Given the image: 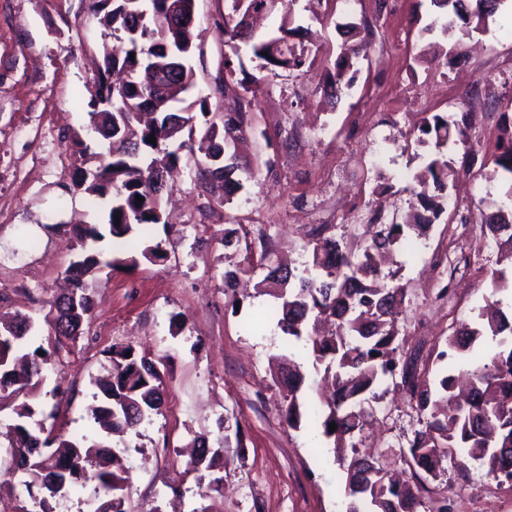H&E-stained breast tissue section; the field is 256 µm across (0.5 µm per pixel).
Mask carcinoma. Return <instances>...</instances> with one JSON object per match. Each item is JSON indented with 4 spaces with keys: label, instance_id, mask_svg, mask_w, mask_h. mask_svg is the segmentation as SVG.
<instances>
[{
    "label": "carcinoma",
    "instance_id": "carcinoma-1",
    "mask_svg": "<svg viewBox=\"0 0 512 512\" xmlns=\"http://www.w3.org/2000/svg\"><path fill=\"white\" fill-rule=\"evenodd\" d=\"M167 0H88L89 10L98 18L107 35L125 44L118 56L108 43L102 44L104 67L99 69L95 94L90 102V123L100 135L112 140L108 153H97L86 145V157L96 159L89 167H76L73 188L88 197L110 196L109 233L117 238L142 227L162 222L161 194L156 179L179 159L178 150L187 147L198 152L197 175L210 195L220 204L233 202L243 183L235 178L238 166L231 162L232 148L248 135L257 133L254 107L266 75L280 71H300L309 60V50L289 42L292 11L285 12L276 33L257 38L243 30L237 8L224 15V71L215 79L219 87L236 72L234 59L246 47L258 60L259 75L252 77L244 90L243 104L237 112L220 114L208 109V98L198 100L200 112H175L180 95L195 87L191 73L161 85H150L142 71L149 59L163 60L165 50L198 45L181 30L164 22ZM504 0H430L436 19L458 26L463 37L486 28ZM349 28L362 39L345 43L328 72L327 87L333 96L353 84L348 72L353 60L366 49L372 29L369 22L351 23ZM267 55H262V52ZM111 102L97 107L100 100ZM472 129V114L432 113L423 118L417 145L428 147L425 171L414 176V195L419 206L402 223L388 219L384 210L370 209L367 241L361 252L342 248L336 238L320 227L306 246L307 261L299 277L291 267L284 275H265L257 292L273 297L278 304V326L288 339L302 342L311 350L315 364L323 367L325 381L334 388L332 396L314 406L313 418L320 434L345 474L346 512H427L426 481L445 471L451 460L467 472L475 467L497 481H512V320L500 308L496 295L512 288V280L497 270L491 271V291L479 321L461 325L446 340V348L436 360L448 359V352L462 360L458 371L441 375L436 382L417 379L407 363L397 357V320L405 297V285L397 274H383L379 259L407 237H421L445 212L448 183L456 175L451 149L465 143ZM507 145L494 159L496 169L512 174V128L504 127ZM156 138V143L149 138ZM144 198L139 202L136 197ZM120 224H115V217ZM481 231L512 249V191L506 201L482 214ZM73 237L80 246L78 259L65 271L71 290L50 301L45 316L48 345L74 340L93 310L89 280L101 270L99 254L90 243L103 237L95 224H75ZM246 265L224 273V287L232 288L242 275L254 269L253 256ZM31 324L24 319L0 322V399L29 395L50 364L51 352L37 347L23 368L15 365L12 354L26 341ZM496 340V348L478 354L475 349L486 337ZM279 360L287 365L283 380L288 394L283 415L288 427L300 428L306 403L300 394L302 364L293 355ZM112 371L96 381L101 398L88 407V414L106 432L120 433L151 421L162 414V376L149 357L128 354V349L111 351ZM405 391L423 416L417 431L403 453L411 481L401 484L387 478L384 469L359 450L354 438L363 431L372 415L371 402L377 389L386 382ZM13 423L0 431L20 459L27 489L45 490L54 497L69 484L92 483L95 489L112 495L115 512L123 509L125 478L109 469L125 449L104 443L57 437V448L44 455L34 452L48 432L44 421L24 401L13 407ZM336 430L329 431L330 424ZM200 450L188 463V470L213 464L219 451L209 449L208 441L198 440Z\"/></svg>",
    "mask_w": 512,
    "mask_h": 512
}]
</instances>
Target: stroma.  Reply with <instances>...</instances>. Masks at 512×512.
I'll return each instance as SVG.
<instances>
[{
  "mask_svg": "<svg viewBox=\"0 0 512 512\" xmlns=\"http://www.w3.org/2000/svg\"><path fill=\"white\" fill-rule=\"evenodd\" d=\"M229 10L228 0H195L202 53L191 61L195 86L185 105L203 96L214 112L236 104L238 81L214 90ZM292 10L314 63L268 78L259 94L261 134L237 152L255 181L232 204H218L182 149L163 195V223L125 245L108 236L96 243L104 258L123 264L99 273L82 334L53 353V370L28 398L54 432L125 447V512H345L344 473L314 426L295 430L284 421L285 391L270 359L295 353L310 404L324 390L322 375L307 348L281 332L273 298L255 294L252 285L266 268L255 267L252 284L232 292L224 289V272L249 251L303 271L310 232L320 224L359 251L372 202L403 219L417 204L412 178L423 166L416 139L424 116L475 113L470 136L490 162L501 152L502 126L512 123V8L503 7L470 39L456 31L426 33L435 18L430 0H294ZM363 19L373 26L371 48L354 62L351 90L332 98L326 75L344 41L341 27ZM103 33L85 0H0V316L28 318L32 349L46 342L49 302L78 256L71 225L108 222V199L70 189L77 141L107 147L88 129ZM454 159L460 170L448 184L445 213L428 235L396 248L386 265L407 288L398 353L413 357L417 375L429 380L446 339L461 323L476 321L489 293L488 271L501 269L512 279V262L480 231L481 212L505 198L512 177L463 170L461 145ZM234 221L246 231L248 248L215 242ZM156 242L165 260L141 259ZM132 256L137 265H126ZM123 346L159 360L165 404L151 422L107 437L88 407L98 393L95 379L111 368L110 350ZM420 427L409 399L390 388L374 402L362 440L384 470L398 475L400 452ZM198 435L221 453L213 467L191 472L188 444ZM217 477L222 489L210 491ZM24 479L14 449L0 437V512L37 499L50 512H95L105 501L78 485L48 499L40 490L27 493ZM428 487L431 512L443 503L448 512H469L477 497L489 512H512V485L476 469L447 467Z\"/></svg>",
  "mask_w": 512,
  "mask_h": 512,
  "instance_id": "35a3bbf8",
  "label": "stroma"
}]
</instances>
